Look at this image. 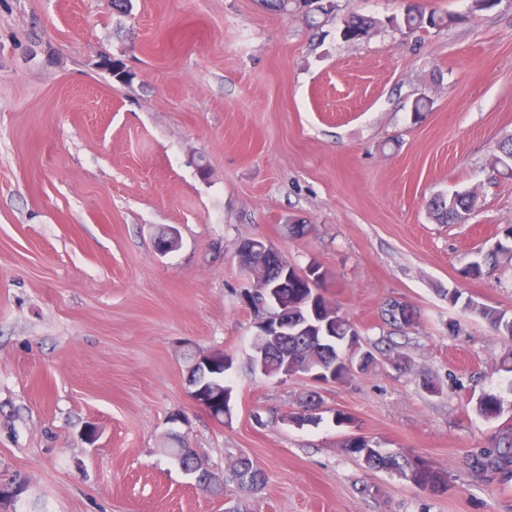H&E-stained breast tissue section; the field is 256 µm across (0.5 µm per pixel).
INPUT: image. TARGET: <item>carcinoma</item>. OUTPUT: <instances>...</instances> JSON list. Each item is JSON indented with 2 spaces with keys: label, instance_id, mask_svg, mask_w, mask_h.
Returning a JSON list of instances; mask_svg holds the SVG:
<instances>
[{
  "label": "carcinoma",
  "instance_id": "carcinoma-1",
  "mask_svg": "<svg viewBox=\"0 0 512 512\" xmlns=\"http://www.w3.org/2000/svg\"><path fill=\"white\" fill-rule=\"evenodd\" d=\"M300 0H261L264 8L279 14H288L297 10ZM465 21V17L456 13L425 12L412 3L405 6L401 18H392L390 22L410 33L427 28L452 27ZM379 21L373 17L352 15L344 20L340 35L347 41H360L368 38L376 29ZM477 202V194L473 191L456 192L450 196L437 195L429 208L432 215L440 223L461 221L473 211ZM512 266V225L502 230V237L487 248L477 252L476 259L464 268L462 274L469 279H479L501 266ZM325 273L317 271L316 279L311 281L307 272L291 268L288 276V287L282 289L283 296L288 300V318H293L303 311L319 320H329L330 333L325 335L320 327L312 329V333H292L288 339L281 340L269 336L254 338L252 349L262 351L270 360L267 377H279V358L288 355L289 370L299 375H306L314 370L336 367L335 382L344 383L350 378L345 372L341 359L346 351L347 342L360 345L358 332L349 320L340 313L339 308L331 305L320 297L309 306L308 289L319 287ZM448 303L459 307L464 314L476 317L484 322L496 336L512 343V313L491 307L470 298H463V293H448ZM391 324L409 327L416 320L413 309L400 303H391L386 309ZM475 410L487 420H498L503 415L501 399L492 393H484L476 399ZM348 452L373 470H394L404 479L419 486H427L430 481L443 482L446 476L430 465L418 459H399L394 455L382 452L378 445L362 435H355L346 441ZM471 464L478 473H493L505 481L512 479V426L505 423L491 441L490 446L483 448L472 456ZM229 479L236 483L242 491H258L267 483L264 472L254 467L250 459L240 456L229 469Z\"/></svg>",
  "mask_w": 512,
  "mask_h": 512
}]
</instances>
